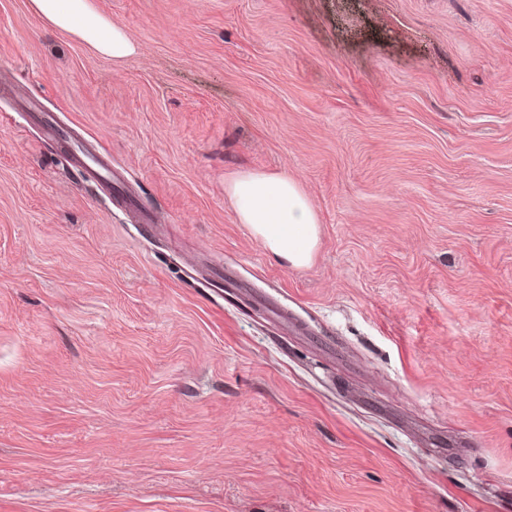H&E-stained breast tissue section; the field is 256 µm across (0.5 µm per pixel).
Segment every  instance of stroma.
<instances>
[{
  "instance_id": "1",
  "label": "stroma",
  "mask_w": 512,
  "mask_h": 512,
  "mask_svg": "<svg viewBox=\"0 0 512 512\" xmlns=\"http://www.w3.org/2000/svg\"><path fill=\"white\" fill-rule=\"evenodd\" d=\"M91 3L133 54L0 0V512H512V0ZM40 119L45 136L61 144L68 163L80 168L90 180L112 191L114 180L120 178L112 169L109 157L88 147H78V150H74L72 148V143L75 140L74 132L62 127L52 115H44ZM238 220L277 259L309 264L319 244V219L304 188L286 173L241 171L226 182Z\"/></svg>"
}]
</instances>
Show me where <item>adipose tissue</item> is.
Instances as JSON below:
<instances>
[{"label":"adipose tissue","mask_w":512,"mask_h":512,"mask_svg":"<svg viewBox=\"0 0 512 512\" xmlns=\"http://www.w3.org/2000/svg\"><path fill=\"white\" fill-rule=\"evenodd\" d=\"M42 18L73 33L101 55L121 59L134 46L127 34L94 9L90 0H32ZM240 223L277 259L309 264L319 244V219L304 188L285 173L241 171L226 182Z\"/></svg>","instance_id":"obj_1"}]
</instances>
